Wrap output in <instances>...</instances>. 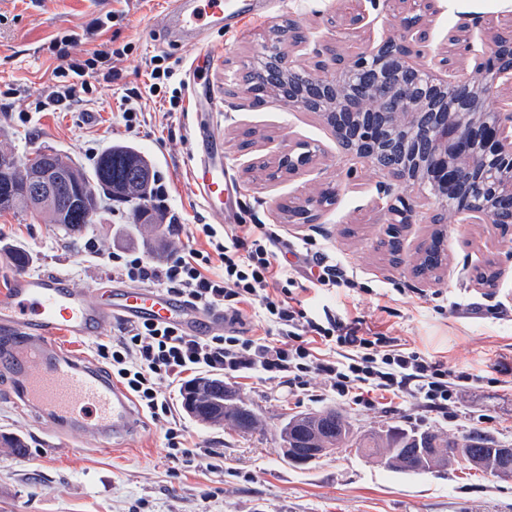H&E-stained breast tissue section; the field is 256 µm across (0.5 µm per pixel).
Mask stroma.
<instances>
[{"label": "stroma", "mask_w": 512, "mask_h": 512, "mask_svg": "<svg viewBox=\"0 0 512 512\" xmlns=\"http://www.w3.org/2000/svg\"><path fill=\"white\" fill-rule=\"evenodd\" d=\"M342 7L341 0H275L261 18L209 31L205 43L213 57L206 79L197 83L192 66L199 48L163 37L164 0H0V150L23 161L49 147L88 171L106 147L133 144L166 185L167 211L183 226L176 236L162 225L143 228L135 225L131 204L107 199L78 235L51 223L45 213H0V293L22 270L63 273L74 287L96 295L112 278L97 259L75 247L79 237L94 238L106 253L131 246L154 260L182 249L194 225L217 222L192 178L204 160L234 185L224 195L230 223L271 225L288 245L282 261L297 264L307 240L341 260L353 287L308 292L310 314L328 309L347 318L365 317L450 367L475 374V382L458 395L456 418H435L410 401L396 402L391 412L342 402L318 376L311 380L310 395L299 397L256 376L228 378L224 384L230 394L257 419L255 429L242 434L228 424L189 416L181 406L180 384L166 386L190 445L220 451L219 467L212 471L202 465L173 466L162 431L147 419L131 440L100 448L90 432L35 417L22 406L13 374L0 372V435L26 444L17 455L0 447V512H512V476L491 477L464 462L409 475L348 447L303 467L282 458L285 419L327 408L342 412L361 433L399 426L451 438L482 434L495 444L512 445V374L505 382L494 380L500 357L512 355V234L501 235L490 223L449 225L444 240L448 267L425 282L414 276L413 260L433 227L413 224L402 235L401 262L389 264L377 249L387 224L376 204L378 187L388 175L350 161L317 113L291 110L281 102L253 105L229 81L288 15L300 18L311 38L327 39L333 35L328 20ZM115 10L123 13L116 23L119 37L104 33L95 46L128 45L121 78L93 85L68 107L43 109L56 65L50 39L82 32ZM490 15L511 16L512 6L507 0H441L433 31L440 38L461 20ZM154 57L180 63L177 79L164 82L161 95L171 96L181 83L187 93L168 114L147 103L144 123L131 131L120 103L129 89L142 85L145 64ZM247 128L260 136L250 155L238 148V133ZM299 140L322 150L313 171L276 181L246 172L252 158L272 156ZM329 182L340 188L337 201L314 223L284 219L280 203ZM13 245L29 253L25 268L7 259L4 250ZM489 258L497 263L491 288L475 280L476 267Z\"/></svg>", "instance_id": "1"}]
</instances>
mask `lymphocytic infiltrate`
Returning <instances> with one entry per match:
<instances>
[{"label": "lymphocytic infiltrate", "mask_w": 512, "mask_h": 512, "mask_svg": "<svg viewBox=\"0 0 512 512\" xmlns=\"http://www.w3.org/2000/svg\"><path fill=\"white\" fill-rule=\"evenodd\" d=\"M108 27L99 19L82 38L52 39L57 61L54 84L44 108H58L87 92L91 80L119 79L123 49L77 50L78 41H96ZM207 249L188 248L154 261L126 248L108 254L104 267L114 279L159 288L205 311L221 312L224 330L194 336L177 325L150 319L122 320L112 340L98 352L113 379L136 401L142 414L164 431L168 457L185 465L196 455L216 458V451L195 453L172 406L161 390L201 371H221L242 378L257 375L283 384L289 392L306 390L322 377L337 400L366 408L390 409L397 399L413 401L440 418L453 416L458 393L473 382L472 374L448 367L400 338L332 312L309 315L302 293L351 286L346 271L320 249L307 250L306 271L295 277L278 260L280 236L263 224H228L223 232L199 225ZM253 309L264 333L250 334L246 309Z\"/></svg>", "instance_id": "1"}]
</instances>
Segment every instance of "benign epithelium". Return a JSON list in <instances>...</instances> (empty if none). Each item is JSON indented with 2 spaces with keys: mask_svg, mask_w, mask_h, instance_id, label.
Listing matches in <instances>:
<instances>
[{
  "mask_svg": "<svg viewBox=\"0 0 512 512\" xmlns=\"http://www.w3.org/2000/svg\"><path fill=\"white\" fill-rule=\"evenodd\" d=\"M364 0H347L332 18L335 42L312 40L303 24L288 17L274 29L259 65L245 89L253 102L269 100L303 112H316L332 128L336 142L351 159L385 171L398 186L418 185L425 194L409 199L386 186L377 205L384 210L390 235L401 236L411 224L498 225V211L512 209V106L497 95L512 87V29L476 18L448 33L430 54L431 18L439 0H387L396 6L395 25L377 43L365 37ZM288 44V50L282 44ZM304 52L310 68H298L286 53ZM461 59L471 76L458 81L448 70ZM333 67L327 77L324 70ZM318 146L299 142L268 163L276 180L313 167ZM34 199H56L61 215L74 209L91 214L89 191L64 192L50 166L16 174ZM338 188L323 185L309 199L288 200V222L311 224L319 211L334 204ZM288 461L307 465L325 448H286Z\"/></svg>",
  "mask_w": 512,
  "mask_h": 512,
  "instance_id": "benign-epithelium-1",
  "label": "benign epithelium"
}]
</instances>
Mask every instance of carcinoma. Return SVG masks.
Instances as JSON below:
<instances>
[{
    "label": "carcinoma",
    "mask_w": 512,
    "mask_h": 512,
    "mask_svg": "<svg viewBox=\"0 0 512 512\" xmlns=\"http://www.w3.org/2000/svg\"><path fill=\"white\" fill-rule=\"evenodd\" d=\"M46 155L51 165L65 180L85 189H93L98 195H109L137 201L136 220L140 224H156L158 218L148 207L150 178L138 175L139 167H149L146 156L138 149L112 145L99 156L91 171L78 168L71 159L50 151L37 150ZM0 211L46 212L53 223L62 224L72 232H79L91 223L92 218L77 222H65L55 203L44 201L40 204L29 202L23 186L16 182L15 169L20 165L12 154L0 152ZM185 396L193 397L194 417L205 423L233 422L239 430L247 432L256 424L255 419L243 418L239 405L229 401L224 389V379L204 376L194 380L185 389ZM306 438L308 447L334 448L339 444L355 447L369 458H374L385 467L403 474H418L430 469L431 464L441 467L457 461L453 449L466 446L472 458H464L468 464L492 476L512 475L498 469L497 458L491 456L490 440L480 435L463 439H451L442 434L421 432L419 437L403 429L391 428L387 431L354 434L351 424L338 412L325 410L292 415L281 428V439L287 443L294 434ZM420 446L428 449L424 455L407 452L409 448Z\"/></svg>",
    "instance_id": "obj_1"
}]
</instances>
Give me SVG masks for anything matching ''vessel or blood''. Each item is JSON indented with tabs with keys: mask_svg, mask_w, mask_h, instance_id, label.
<instances>
[{
	"mask_svg": "<svg viewBox=\"0 0 512 512\" xmlns=\"http://www.w3.org/2000/svg\"><path fill=\"white\" fill-rule=\"evenodd\" d=\"M264 0H168L165 31L170 37L202 41L205 31L223 27L225 18L259 16ZM192 177L209 207L224 203V179L198 167ZM155 318L176 322L199 335L215 315L185 303L157 288H114L96 298L71 286L62 274L20 273L0 293V333L12 345L0 352V369L19 374V396L44 419L94 432L101 447L131 439L136 415L127 394L111 378L81 358L62 352L59 334L96 335L106 319Z\"/></svg>",
	"mask_w": 512,
	"mask_h": 512,
	"instance_id": "vessel-or-blood-1",
	"label": "vessel or blood"
}]
</instances>
